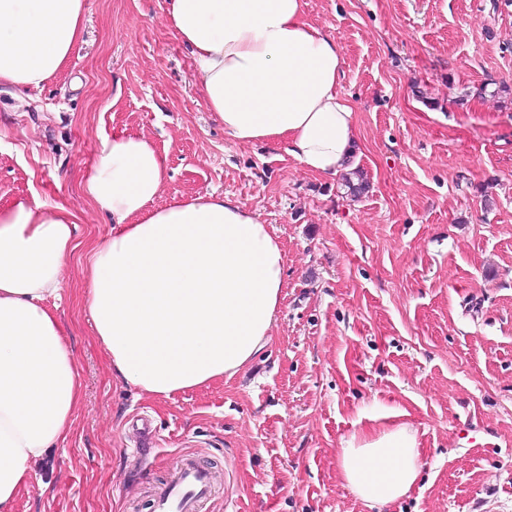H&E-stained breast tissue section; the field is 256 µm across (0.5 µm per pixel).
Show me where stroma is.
Masks as SVG:
<instances>
[{
    "instance_id": "stroma-1",
    "label": "stroma",
    "mask_w": 512,
    "mask_h": 512,
    "mask_svg": "<svg viewBox=\"0 0 512 512\" xmlns=\"http://www.w3.org/2000/svg\"><path fill=\"white\" fill-rule=\"evenodd\" d=\"M306 2L342 48L366 182L355 198L278 147L229 140L166 0H85L55 77L0 84V206L62 200L80 217L59 315L83 397L15 512H153L187 458L214 477L205 512H370L338 453L397 412L423 470L378 512H512V0ZM124 133L166 158L156 206L222 193L272 225L287 257L268 347L169 399L113 374L80 302L90 249L112 234L84 176ZM145 421L156 444L142 455Z\"/></svg>"
}]
</instances>
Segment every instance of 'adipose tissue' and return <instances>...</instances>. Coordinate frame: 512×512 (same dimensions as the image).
<instances>
[{"label": "adipose tissue", "instance_id": "1", "mask_svg": "<svg viewBox=\"0 0 512 512\" xmlns=\"http://www.w3.org/2000/svg\"><path fill=\"white\" fill-rule=\"evenodd\" d=\"M306 0H167L198 88L231 140L280 147L334 177L353 160L354 108L340 91L341 48L305 18ZM84 0H0V83L38 88L83 33ZM165 160L143 135L101 142L84 178L112 222L85 273L84 306L113 372L172 398L232 377L271 341L285 252L274 229L211 192L159 207ZM78 216L63 202L0 206V512L71 433L80 366L57 314ZM423 464L403 422L353 434L339 476L366 506L405 497Z\"/></svg>", "mask_w": 512, "mask_h": 512}]
</instances>
